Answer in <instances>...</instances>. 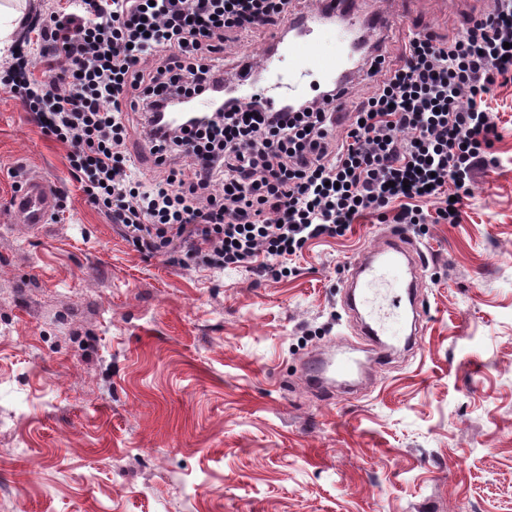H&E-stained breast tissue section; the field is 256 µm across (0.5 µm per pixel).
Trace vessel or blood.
Wrapping results in <instances>:
<instances>
[{
	"label": "vessel or blood",
	"instance_id": "obj_1",
	"mask_svg": "<svg viewBox=\"0 0 512 512\" xmlns=\"http://www.w3.org/2000/svg\"><path fill=\"white\" fill-rule=\"evenodd\" d=\"M335 18L340 19L341 25L336 48L329 51L323 38ZM383 22L380 16L370 21L356 16L346 9L343 0H317L315 8L273 32L270 46L258 64L263 81L240 83L237 90L240 100L247 102L258 96L269 108L277 110L297 99L309 79L350 82L352 49L358 32L371 25L381 26ZM57 207L51 184L42 178L27 180L11 202L17 222L31 229L47 223ZM424 264L423 251L409 242L404 233L394 230L351 262L347 286L366 292L385 288V305L393 312L399 309L403 298L415 297L421 286L420 272ZM356 365L351 351L339 346L312 357L306 364V373L311 384L321 388L336 376L352 374Z\"/></svg>",
	"mask_w": 512,
	"mask_h": 512
}]
</instances>
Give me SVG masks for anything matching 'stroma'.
<instances>
[{"label":"stroma","instance_id":"obj_1","mask_svg":"<svg viewBox=\"0 0 512 512\" xmlns=\"http://www.w3.org/2000/svg\"><path fill=\"white\" fill-rule=\"evenodd\" d=\"M493 0H353L444 37ZM457 224H407L427 255L423 334L358 353L355 394L302 371L358 345L350 261L390 229L313 240L257 279L139 251L91 205L69 149L0 91V512H512V86ZM40 175L66 205L40 230L10 200Z\"/></svg>","mask_w":512,"mask_h":512}]
</instances>
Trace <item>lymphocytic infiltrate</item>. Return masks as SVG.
Listing matches in <instances>:
<instances>
[{
    "mask_svg": "<svg viewBox=\"0 0 512 512\" xmlns=\"http://www.w3.org/2000/svg\"><path fill=\"white\" fill-rule=\"evenodd\" d=\"M77 2L28 23L44 78L22 39L0 86L69 146L73 175L126 239L148 253L180 241L208 270L285 277L309 241L373 217L460 223L496 136L490 103L512 85V0H496L447 38L412 34L397 63L364 56L376 79L349 124L331 108V84L278 111L256 99L172 128L160 108L223 97L226 42L285 22L294 0ZM134 128L154 158L145 183L130 176Z\"/></svg>",
    "mask_w": 512,
    "mask_h": 512,
    "instance_id": "1",
    "label": "lymphocytic infiltrate"
}]
</instances>
